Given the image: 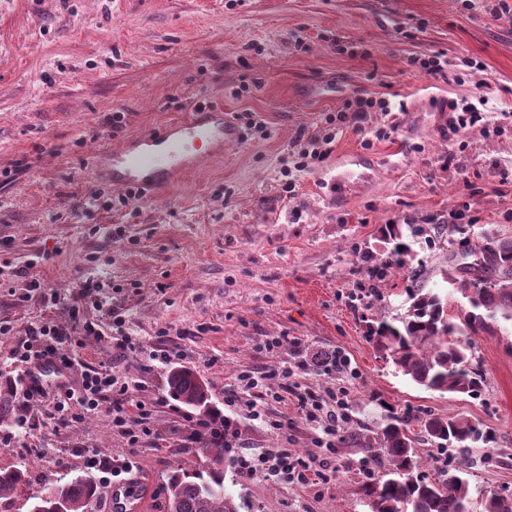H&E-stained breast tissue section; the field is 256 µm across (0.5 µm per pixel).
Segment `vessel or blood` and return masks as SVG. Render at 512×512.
Segmentation results:
<instances>
[{
    "label": "vessel or blood",
    "instance_id": "obj_1",
    "mask_svg": "<svg viewBox=\"0 0 512 512\" xmlns=\"http://www.w3.org/2000/svg\"><path fill=\"white\" fill-rule=\"evenodd\" d=\"M239 138L237 126L223 111L195 109L168 128L139 134L113 149L107 156L106 172L116 188L158 191L178 173L206 161L214 145ZM150 487L136 481L114 486V512H141Z\"/></svg>",
    "mask_w": 512,
    "mask_h": 512
}]
</instances>
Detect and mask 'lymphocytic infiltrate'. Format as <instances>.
Masks as SVG:
<instances>
[{
	"label": "lymphocytic infiltrate",
	"mask_w": 512,
	"mask_h": 512,
	"mask_svg": "<svg viewBox=\"0 0 512 512\" xmlns=\"http://www.w3.org/2000/svg\"><path fill=\"white\" fill-rule=\"evenodd\" d=\"M370 112L388 115L392 112V106L382 98L355 96L344 110L327 118L321 136L307 138V148L300 153L294 166L295 171H309L313 165L326 159L332 151L337 134L349 125L360 123ZM104 288L102 280L89 278L80 283L69 296L49 292L48 300L74 318H78L81 309L85 307L106 312L111 320L110 331H103L98 322L90 319L80 320L79 331L83 336L111 343L114 357L120 360L135 351L136 341L128 336L125 317L113 309L112 300L106 296ZM70 341V331L53 323L29 328L25 339L12 350V357L19 366L17 378L25 383V397L39 395L46 398L64 424L95 414L103 402H111L112 430L122 436L129 447L135 448L152 440L154 432L150 423L153 409L151 404L138 398V382L120 373L116 367L82 364L77 358L62 355V345ZM47 361L56 363L62 375L73 368H80L79 380L71 382L63 378L54 387H47L44 380L33 374L34 369ZM298 402L307 422L317 424L325 434L332 435L340 427V412L347 403V395L343 392L333 394L325 400L309 395L299 397ZM175 432L185 448L203 440L229 447L236 437L230 418L215 416H182ZM331 467V459L303 458L292 454L287 448H268L238 458V470L244 477L269 476L289 484L313 487L327 483Z\"/></svg>",
	"instance_id": "obj_1"
}]
</instances>
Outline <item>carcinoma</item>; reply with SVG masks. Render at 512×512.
<instances>
[{
    "mask_svg": "<svg viewBox=\"0 0 512 512\" xmlns=\"http://www.w3.org/2000/svg\"><path fill=\"white\" fill-rule=\"evenodd\" d=\"M386 236L394 243V263L405 266L410 248L402 241V226H386ZM459 256L458 263L444 273L445 282L453 286L451 293L459 295V314H448V295L427 287L416 273L406 288L404 316L396 324L380 322L373 340L413 383L473 396L481 390L484 377L468 337L496 333L500 319L512 322V237H479L465 243ZM168 389L187 406L206 404L207 387L189 370H171ZM15 396L11 379L0 374V424L9 420ZM423 426L431 440L457 447L464 466L472 444L485 438L479 425L466 418L434 417L424 420ZM415 443L403 417L386 425L369 443L370 458L385 462L389 475L366 487L370 512H464L472 504L469 481L461 475L443 483L425 480ZM224 454V447L201 442L196 449L199 468L190 473L178 468L169 478L167 512H237L232 495L224 489ZM27 483L26 471L0 469V498ZM97 492L94 481L77 477L43 488L32 505L48 508L64 497L75 505L74 512H88Z\"/></svg>",
    "mask_w": 512,
    "mask_h": 512,
    "instance_id": "obj_1",
    "label": "carcinoma"
}]
</instances>
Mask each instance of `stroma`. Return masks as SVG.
<instances>
[{
	"label": "stroma",
	"mask_w": 512,
	"mask_h": 512,
	"mask_svg": "<svg viewBox=\"0 0 512 512\" xmlns=\"http://www.w3.org/2000/svg\"><path fill=\"white\" fill-rule=\"evenodd\" d=\"M442 55L434 78L411 66ZM401 104L392 136L363 146L382 126L367 115L345 129L329 157L285 190L299 131L318 132L356 93ZM487 97L497 132L450 127L449 102ZM194 107L254 113L238 141L161 192L119 204L96 157L127 137L154 132ZM121 113L122 127H103ZM0 265L29 268L60 295L82 279L111 281L140 352L113 361L93 339L64 347L95 365L118 364L145 401L168 394L171 367L192 370L209 410L233 418L238 438L224 457V488L238 512H368L361 468L366 439L391 417L410 415L423 472L456 473V448L421 433L419 419L465 417L491 434L467 478L475 501L512 489V324L473 337L484 370L475 396L420 387L378 351L369 327L405 311V271L391 263L386 225H402L413 269L439 284L465 240L512 235V11L483 0H0ZM98 207H90L91 197ZM443 224V238L427 229ZM0 276V373L16 377L11 350L29 327L70 320L43 299L20 298ZM268 336L301 338L312 351L344 352L349 371L298 369L291 352H260ZM178 350L170 365L151 354ZM266 375L279 399L263 417L287 416L273 431L252 419L241 371ZM348 393L335 439L306 422L297 394ZM41 397L16 402L0 425V469L29 471L31 483L0 499V512H29L45 483L87 476L101 464L150 479L149 512H166L175 467L194 470L195 451L172 433L176 413L158 407L153 442L128 447L112 431V405L68 426ZM336 448L327 484L305 488L242 477L244 453L284 446L301 457Z\"/></svg>",
	"instance_id": "stroma-1"
}]
</instances>
